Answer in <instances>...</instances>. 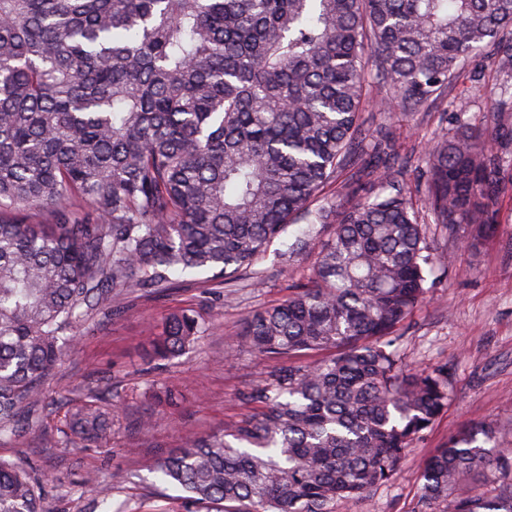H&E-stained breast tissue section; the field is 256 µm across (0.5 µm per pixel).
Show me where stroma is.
<instances>
[{"label":"stroma","instance_id":"1","mask_svg":"<svg viewBox=\"0 0 512 512\" xmlns=\"http://www.w3.org/2000/svg\"><path fill=\"white\" fill-rule=\"evenodd\" d=\"M492 54V48H485L435 104L397 112L389 119L378 112L366 114L369 131L389 128L397 149L409 158L401 180L417 207L425 205L426 183L415 164L425 146L452 131L457 122L492 134L494 150L512 171V140L498 135L512 126V109L486 108L488 97L501 94ZM496 209L499 231L475 253L461 249V233L433 226L436 253H454L455 260L438 271L432 299L419 305L401 330L406 367L426 370L447 365L451 379L447 408L413 443L392 483L366 499L337 502L335 512H414L425 460L464 426L494 424L503 445L512 448L511 186L500 194ZM282 249L281 242H274L262 263L264 286L243 283L232 299L187 281L159 299L123 302L118 314L94 317L79 328L74 347L67 349L45 388V411L23 439L0 441V458L27 465L42 481L49 512H93L91 497L82 486L91 472L111 485L114 512H151L155 507L186 512L182 489L158 482L152 468L186 435L223 430L246 413L242 393L259 384L273 363L251 352H236L242 322L251 311L285 299L291 281L306 274L314 261L313 255L303 254L282 263ZM173 309L195 310L216 321L217 327L182 356L148 362L149 340ZM164 386L177 397L167 409L169 422L152 435H142L135 421L154 411L150 393ZM93 392L121 403L109 443L97 448L51 446L69 410Z\"/></svg>","mask_w":512,"mask_h":512}]
</instances>
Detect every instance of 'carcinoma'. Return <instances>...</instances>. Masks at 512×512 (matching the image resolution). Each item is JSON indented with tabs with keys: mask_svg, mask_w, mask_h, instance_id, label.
<instances>
[{
	"mask_svg": "<svg viewBox=\"0 0 512 512\" xmlns=\"http://www.w3.org/2000/svg\"><path fill=\"white\" fill-rule=\"evenodd\" d=\"M489 45L512 84V0H0V440L43 408L80 323L166 294L176 273L259 285L269 247L301 224L280 258L313 254L310 274L243 323L240 346L279 360L243 394L253 412L189 437L156 477L217 512H332L391 483L448 406V367L404 368L398 330L451 258L432 252L387 134L362 169L376 192L339 177L366 138L369 77L378 111L413 110ZM423 163L432 223L478 250L499 229L490 138L461 123ZM213 329L173 310L150 355ZM111 435L95 397L56 444ZM479 475L495 496H456ZM0 512H48L44 487L2 459ZM415 512H512V450L492 426L426 460Z\"/></svg>",
	"mask_w": 512,
	"mask_h": 512,
	"instance_id": "cac0c4a2",
	"label": "carcinoma"
}]
</instances>
